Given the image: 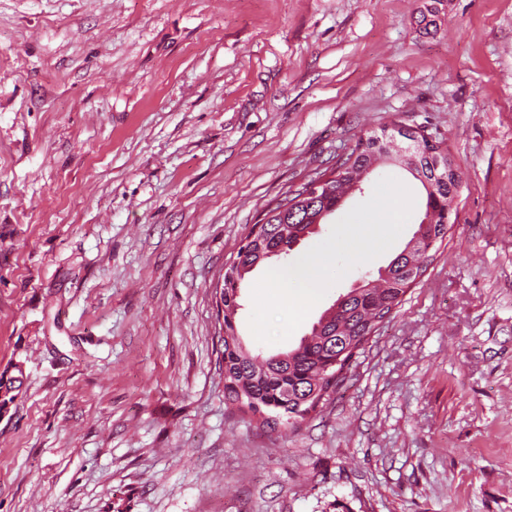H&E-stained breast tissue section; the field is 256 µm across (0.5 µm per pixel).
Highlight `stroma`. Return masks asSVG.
Listing matches in <instances>:
<instances>
[{
	"label": "stroma",
	"mask_w": 512,
	"mask_h": 512,
	"mask_svg": "<svg viewBox=\"0 0 512 512\" xmlns=\"http://www.w3.org/2000/svg\"><path fill=\"white\" fill-rule=\"evenodd\" d=\"M436 9V26L420 16ZM451 227L297 428L224 402L252 225L390 119ZM333 285L276 352L404 248ZM0 512H512V0H0Z\"/></svg>",
	"instance_id": "1"
}]
</instances>
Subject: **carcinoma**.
<instances>
[{"label":"carcinoma","instance_id":"1","mask_svg":"<svg viewBox=\"0 0 512 512\" xmlns=\"http://www.w3.org/2000/svg\"><path fill=\"white\" fill-rule=\"evenodd\" d=\"M402 122L384 123L352 151L336 161L333 178L313 199L307 185L290 189L253 225L254 238L238 250V265L221 289L224 308L222 362L224 400L237 407L259 429H294L344 380L343 372L371 336L388 322L408 289L426 270L428 241L443 243L450 229L451 202L461 181L448 178L422 151L405 144L422 134L398 130ZM383 165L408 172L425 193L424 216L404 249L388 264V273L367 280L338 299L331 312L313 324L298 345L265 355L249 348L236 326L238 298L247 276L270 257L287 256L299 234L321 224L344 202L347 194Z\"/></svg>","mask_w":512,"mask_h":512}]
</instances>
